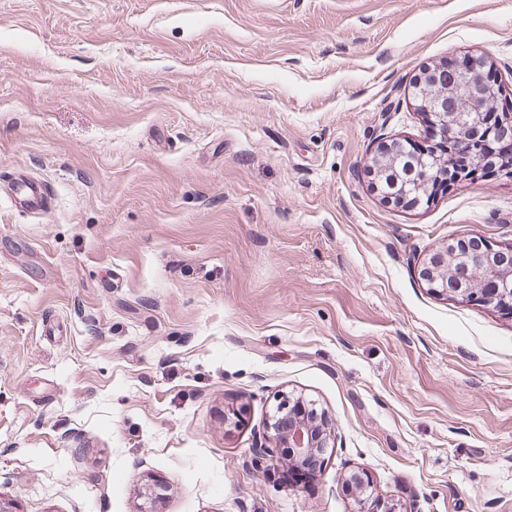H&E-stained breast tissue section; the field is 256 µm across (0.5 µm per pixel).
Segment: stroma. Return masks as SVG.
<instances>
[{"mask_svg": "<svg viewBox=\"0 0 512 512\" xmlns=\"http://www.w3.org/2000/svg\"><path fill=\"white\" fill-rule=\"evenodd\" d=\"M467 52L512 88V0H0V504L512 512V316L420 275L512 246V179L369 174ZM282 394L335 434L306 484L255 462ZM445 153L439 158L436 157L438 154V151L435 150L433 159L432 158H425V156H421L418 159V169L413 168L414 171L409 174V176H412L415 174L414 179H411L406 182L404 180L403 182V190L407 194H416L418 196L424 197V200L428 202V205L433 202V200L436 198V195H432L430 198H425L424 195H428V186L432 183V174L429 172V169L436 167L439 164L444 163V165L448 166V180H445L443 183H441V179L438 178L437 186L442 185L443 187L447 188L450 187L452 184H455L459 181H461V177L463 174H456L451 180V173L452 169L450 167V164H448V145H444ZM11 196L21 208L42 211L47 205L49 194L42 184L28 180L17 183L11 190ZM445 258L451 257L453 261L465 268L469 266L476 256L489 267L498 268L507 262L512 263V247H501L485 239H456L448 241L444 247Z\"/></svg>", "mask_w": 512, "mask_h": 512, "instance_id": "35a3bbf8", "label": "stroma"}]
</instances>
